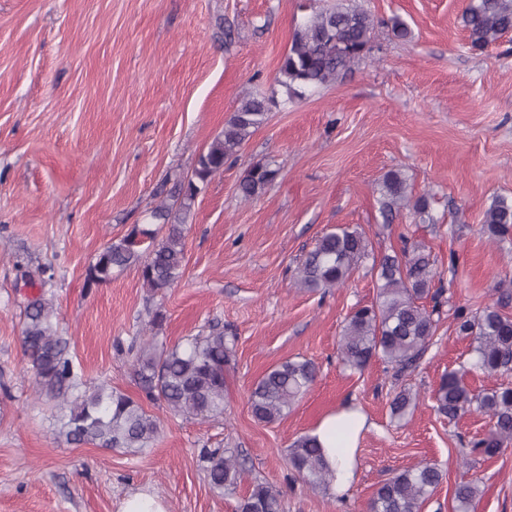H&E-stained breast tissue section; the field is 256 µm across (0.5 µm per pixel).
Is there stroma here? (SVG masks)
<instances>
[{
    "instance_id": "stroma-1",
    "label": "stroma",
    "mask_w": 512,
    "mask_h": 512,
    "mask_svg": "<svg viewBox=\"0 0 512 512\" xmlns=\"http://www.w3.org/2000/svg\"><path fill=\"white\" fill-rule=\"evenodd\" d=\"M359 2L376 22L371 53L341 82L290 100L275 75L294 28L337 0H0V512H117L139 490L169 512H235L255 478L281 490L285 512H368L385 479L423 460L445 475L423 512H453L456 485L470 480L481 490L477 512H512V443L462 466L489 419L448 420L430 398L470 357L456 309L512 296V241L482 226L495 197L512 198V33L475 51L461 22L467 0ZM395 16L406 39L390 31ZM252 95L277 105L198 195L180 280L153 294L131 267L86 287L103 246L150 223ZM258 161L278 176L241 201L237 184ZM395 169L428 199L427 215L405 209L385 222L377 183ZM339 225L362 229L375 253L400 250L407 237L436 260L439 329L402 380L378 360L357 374L337 359L345 318L376 299L369 264L343 288L294 284L318 236ZM41 265L54 279L25 283ZM41 293L84 381L134 398L128 347L148 307L165 311L164 347L223 326L232 347L223 416L157 409L160 437L141 453L67 443L57 403L35 396L22 360L23 308ZM289 358L312 361L315 384L287 417L256 422L254 382ZM403 386L422 401L399 420L390 401ZM346 403L368 427L339 495L294 479L286 454ZM213 448L243 461L235 490L211 488L201 456Z\"/></svg>"
}]
</instances>
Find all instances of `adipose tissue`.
<instances>
[{"mask_svg": "<svg viewBox=\"0 0 512 512\" xmlns=\"http://www.w3.org/2000/svg\"><path fill=\"white\" fill-rule=\"evenodd\" d=\"M345 419L352 420L355 428L347 444L340 447L336 444L335 429L337 423ZM366 426L364 414L358 408L348 405L325 416L315 429L324 457L336 473V481L333 485L335 491H343L353 477L356 449Z\"/></svg>", "mask_w": 512, "mask_h": 512, "instance_id": "obj_1", "label": "adipose tissue"}]
</instances>
